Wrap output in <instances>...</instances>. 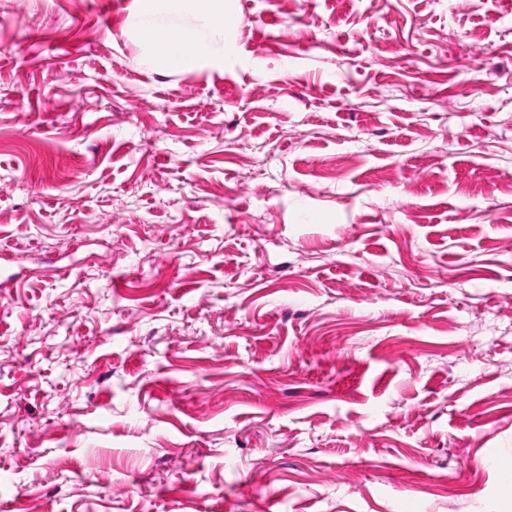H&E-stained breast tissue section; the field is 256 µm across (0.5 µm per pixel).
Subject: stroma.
I'll list each match as a JSON object with an SVG mask.
<instances>
[{
    "label": "stroma",
    "instance_id": "stroma-1",
    "mask_svg": "<svg viewBox=\"0 0 512 512\" xmlns=\"http://www.w3.org/2000/svg\"><path fill=\"white\" fill-rule=\"evenodd\" d=\"M0 0V512H512V0ZM131 31L144 46L147 65L189 70L224 64V40L234 24L233 0H136ZM192 25L181 22L184 15Z\"/></svg>",
    "mask_w": 512,
    "mask_h": 512
}]
</instances>
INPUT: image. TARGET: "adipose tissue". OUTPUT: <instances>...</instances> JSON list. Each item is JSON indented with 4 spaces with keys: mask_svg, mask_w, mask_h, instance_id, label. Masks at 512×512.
<instances>
[{
    "mask_svg": "<svg viewBox=\"0 0 512 512\" xmlns=\"http://www.w3.org/2000/svg\"><path fill=\"white\" fill-rule=\"evenodd\" d=\"M233 16L234 0H136L130 24L147 65L188 70L223 65Z\"/></svg>",
    "mask_w": 512,
    "mask_h": 512,
    "instance_id": "adipose-tissue-1",
    "label": "adipose tissue"
}]
</instances>
